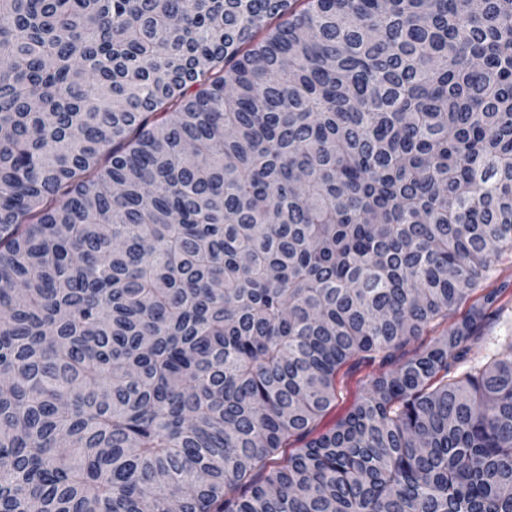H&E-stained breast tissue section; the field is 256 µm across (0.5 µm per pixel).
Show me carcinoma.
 Returning <instances> with one entry per match:
<instances>
[{"label":"carcinoma","mask_w":512,"mask_h":512,"mask_svg":"<svg viewBox=\"0 0 512 512\" xmlns=\"http://www.w3.org/2000/svg\"><path fill=\"white\" fill-rule=\"evenodd\" d=\"M505 254L512 0H0V512H512ZM501 289V295L494 308L496 312L486 319L480 327L479 338L466 359L460 363L462 371L469 366L483 363L512 336V255H503L496 262L493 272L475 288L467 300L461 303L448 317V320L436 325L417 341L412 342L406 352L409 355L417 349L430 344L435 337L441 336L455 324L466 318L474 307L483 304L484 297L491 291ZM387 369L388 366L365 364L355 360L341 366L336 374V400L328 413L318 421L313 436L332 428L364 394L371 378Z\"/></svg>","instance_id":"obj_1"}]
</instances>
